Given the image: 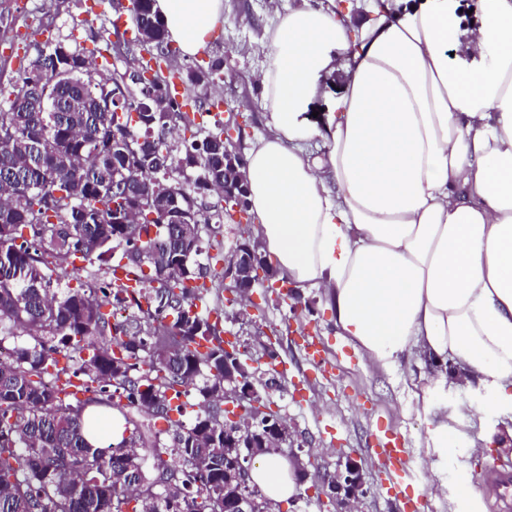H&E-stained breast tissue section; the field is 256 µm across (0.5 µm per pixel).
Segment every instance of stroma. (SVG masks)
I'll return each mask as SVG.
<instances>
[{
  "label": "stroma",
  "instance_id": "1",
  "mask_svg": "<svg viewBox=\"0 0 512 512\" xmlns=\"http://www.w3.org/2000/svg\"><path fill=\"white\" fill-rule=\"evenodd\" d=\"M300 2L224 0V21L212 32L204 50L205 55L216 52L224 58V104L204 115L203 125L240 126V133L233 136L239 150H246L266 132L261 89L253 80L265 61L260 48L264 31L276 23L278 15ZM90 7L104 27H111L115 14L108 0H99L95 6L89 0H64L57 7L50 0H0V14H12L15 19L12 32L0 38V64L5 67L0 75L11 78L19 59L35 54L43 43L37 33L43 11L57 9L55 24L65 32L74 19L85 18ZM207 305L220 316L219 330L238 334L247 346L253 367L264 365L259 334L270 335L279 354L281 386L267 399L271 409L287 417L304 440L299 456L308 463L306 479L287 512H341L339 506L323 502L318 490L325 477L350 462L359 466L363 476L362 512H393V498L380 494L385 472L365 450L374 434L404 441L411 455L425 461L402 488L406 501L423 499L428 512H450L457 486L469 481L482 491L480 498L469 502L470 512H500L502 495H485L483 488L495 483L496 472L512 473V458L500 452L501 447L512 448L511 409L487 412L462 436L456 456L441 459L427 446L428 423L408 364L387 371L366 365L360 351L337 335L322 289L300 288L282 299L271 289L254 288L246 324L236 321V306L212 299ZM308 336L316 339L321 363H314L304 348ZM476 443L482 444V452H471ZM433 467L439 469L446 485L447 496L440 500L430 498L425 487Z\"/></svg>",
  "mask_w": 512,
  "mask_h": 512
}]
</instances>
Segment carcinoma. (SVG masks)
I'll list each match as a JSON object with an SVG mask.
<instances>
[{
  "label": "carcinoma",
  "instance_id": "cac0c4a2",
  "mask_svg": "<svg viewBox=\"0 0 512 512\" xmlns=\"http://www.w3.org/2000/svg\"><path fill=\"white\" fill-rule=\"evenodd\" d=\"M153 5L137 0L134 21L147 50L169 53ZM106 66L58 34L0 84V512H224V339L195 310L209 293L202 231L227 220L204 201L224 190V128L172 138L194 125L174 98L140 111L168 82L147 90ZM223 67L214 55L181 79L202 93ZM56 91L76 110L48 111ZM114 210L137 222L112 223ZM64 266L87 280L52 293ZM190 387L201 411L187 425ZM93 407L121 415L119 443L87 440Z\"/></svg>",
  "mask_w": 512,
  "mask_h": 512
}]
</instances>
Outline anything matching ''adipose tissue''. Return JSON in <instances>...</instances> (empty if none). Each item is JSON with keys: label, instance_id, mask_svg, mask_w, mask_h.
Listing matches in <instances>:
<instances>
[{"label": "adipose tissue", "instance_id": "obj_1", "mask_svg": "<svg viewBox=\"0 0 512 512\" xmlns=\"http://www.w3.org/2000/svg\"><path fill=\"white\" fill-rule=\"evenodd\" d=\"M154 9L186 59L224 19V0ZM261 46L267 133L245 173L280 273L323 290L338 335L373 368L422 367L424 395L478 384L492 407L512 406V0L305 2ZM454 46L466 62L449 59ZM339 68L343 92L310 121ZM477 413L436 414L433 448L455 455ZM252 478L276 503L298 492L277 456Z\"/></svg>", "mask_w": 512, "mask_h": 512}]
</instances>
